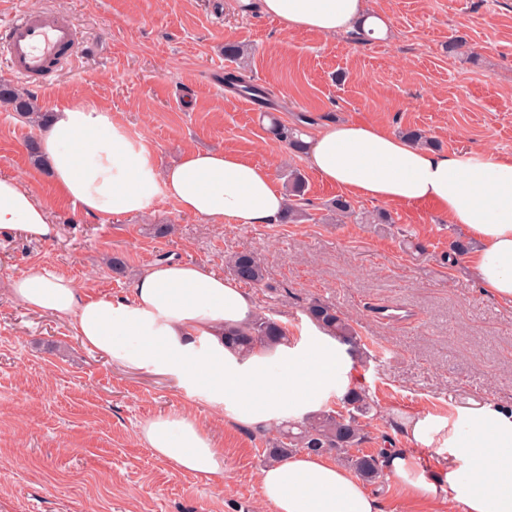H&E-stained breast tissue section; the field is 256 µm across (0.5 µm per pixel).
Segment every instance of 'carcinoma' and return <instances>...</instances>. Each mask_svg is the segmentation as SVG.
Masks as SVG:
<instances>
[{
	"mask_svg": "<svg viewBox=\"0 0 512 512\" xmlns=\"http://www.w3.org/2000/svg\"><path fill=\"white\" fill-rule=\"evenodd\" d=\"M224 86L238 91L258 105L259 109L269 107L267 91L256 84L245 81L238 69L224 71ZM0 102L5 103L29 123L43 127L49 113L40 110L36 99L29 93H22L8 84H0ZM269 132L293 152L301 154L305 145L301 140L304 130L298 125H288L274 118ZM288 207L281 218L283 223H295L305 217V182L301 174H288ZM329 211L338 217L352 218L359 224H390L391 217L384 211L375 214L357 213L349 200L338 196L327 204ZM231 276L245 285H259L264 279L261 261L250 252H241L228 261ZM305 315L316 326L339 344L353 353L360 346L361 338L349 321L328 303L314 300L305 309ZM288 342V330L273 316L259 314L247 326L224 330V343L238 352L248 355L257 349L270 348ZM342 401L348 407L343 415L333 410L309 413L299 420L285 422L278 429V436L266 443V460L278 462L300 452L317 455H343L357 474L365 481L375 483L383 478L381 454H352L350 450L365 441L360 418L371 408L370 397L362 389L347 392Z\"/></svg>",
	"mask_w": 512,
	"mask_h": 512,
	"instance_id": "obj_1",
	"label": "carcinoma"
}]
</instances>
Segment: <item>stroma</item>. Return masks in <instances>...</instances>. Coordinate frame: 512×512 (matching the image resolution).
<instances>
[{"instance_id": "obj_1", "label": "stroma", "mask_w": 512, "mask_h": 512, "mask_svg": "<svg viewBox=\"0 0 512 512\" xmlns=\"http://www.w3.org/2000/svg\"><path fill=\"white\" fill-rule=\"evenodd\" d=\"M384 15L381 39L290 30L240 0H0V23L23 10H54L80 33L78 55L42 87L0 80L43 111L73 102L110 113L160 166L188 149H225L306 179L308 216L297 224H211L157 197L143 216L100 219L59 195L29 158L39 137L0 104V175L18 177L47 207L58 237L0 236V512H260L266 439L224 422L173 379L127 369L85 348L47 313L29 311L7 282L35 265L97 293L128 296L136 274L166 256L223 270L239 251L257 254L265 279L257 307L286 326L306 325L312 299L332 303L358 331L351 356L376 405L361 449L414 452L428 480L444 483L432 449L413 448L396 415L452 414L469 401L512 406V307L484 293L462 236L434 206L392 205L389 224H335L325 208L340 188L273 139L246 96L224 86V45L243 44L241 67L271 110L292 124L337 121L421 129L447 153L512 158V0H367ZM461 37L477 61L448 56ZM174 233L160 235V225ZM125 271L113 273L110 258ZM187 410L224 450V480L180 472L147 448L141 424ZM382 512H448V496L409 500L391 481L372 484Z\"/></svg>"}]
</instances>
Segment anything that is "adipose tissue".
I'll list each match as a JSON object with an SVG mask.
<instances>
[{
	"label": "adipose tissue",
	"instance_id": "ef3b65f1",
	"mask_svg": "<svg viewBox=\"0 0 512 512\" xmlns=\"http://www.w3.org/2000/svg\"><path fill=\"white\" fill-rule=\"evenodd\" d=\"M260 10L288 28L327 36L388 29L367 0H260ZM40 152L59 192L104 219L145 214L159 196L213 224H274L288 206L269 167L232 151L198 149L159 167L153 152L110 115L81 103L55 109ZM306 158L323 181L352 196L435 205L476 242L468 261L479 287L512 304L511 158L438 152L354 121L318 131ZM12 231L49 242L59 227L18 178L0 176V234ZM8 288L25 308L52 314L89 350L129 369L174 377L225 420L257 431L316 410L332 385L355 383L336 341L313 326L306 343L295 346L245 356L225 345V330L250 323L257 307L241 283L204 265H148L129 296L119 298L90 293L43 266L14 276ZM401 430L413 447L450 452L465 463L469 483L460 482L457 470L446 474L454 492L448 512H512L511 406L472 401L450 416L416 413L402 419ZM139 435L175 469L223 479L224 451L190 412L150 418ZM384 464L407 499L438 495L411 454L388 450ZM259 486L272 512H381L356 474L322 455L270 464Z\"/></svg>",
	"mask_w": 512,
	"mask_h": 512
}]
</instances>
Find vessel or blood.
<instances>
[{"mask_svg":"<svg viewBox=\"0 0 512 512\" xmlns=\"http://www.w3.org/2000/svg\"><path fill=\"white\" fill-rule=\"evenodd\" d=\"M79 36L66 18L51 11H23L0 27V52L17 78L45 83L73 58Z\"/></svg>","mask_w":512,"mask_h":512,"instance_id":"vessel-or-blood-1","label":"vessel or blood"}]
</instances>
